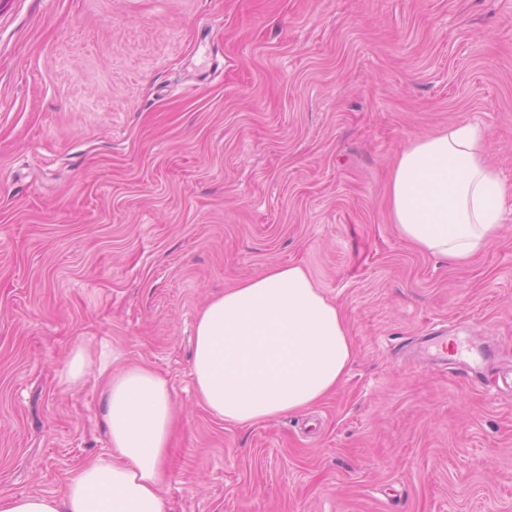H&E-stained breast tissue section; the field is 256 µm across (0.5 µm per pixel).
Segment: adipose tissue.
I'll list each match as a JSON object with an SVG mask.
<instances>
[{
    "mask_svg": "<svg viewBox=\"0 0 512 512\" xmlns=\"http://www.w3.org/2000/svg\"><path fill=\"white\" fill-rule=\"evenodd\" d=\"M482 128L453 122L412 140L389 184V216L423 252L463 264L512 218V184L488 160ZM353 360L347 320L298 265L275 264L201 309L192 363L200 403L229 423L296 413L336 390ZM105 378L110 450L76 469L62 495H0V512H166L159 486L174 419L169 382L149 366L112 367V345H75L60 382Z\"/></svg>",
    "mask_w": 512,
    "mask_h": 512,
    "instance_id": "ef3b65f1",
    "label": "adipose tissue"
}]
</instances>
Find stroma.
Segmentation results:
<instances>
[{
  "mask_svg": "<svg viewBox=\"0 0 512 512\" xmlns=\"http://www.w3.org/2000/svg\"><path fill=\"white\" fill-rule=\"evenodd\" d=\"M455 121L512 183V0H0V494L105 455L111 341L172 386L166 512H512V223L469 265L391 224L398 153ZM297 264L342 309L336 392L201 406L193 325ZM460 338L472 366L426 362ZM93 357L83 344L73 347L69 360L60 374V383L73 386L81 382L93 363Z\"/></svg>",
  "mask_w": 512,
  "mask_h": 512,
  "instance_id": "1",
  "label": "stroma"
}]
</instances>
